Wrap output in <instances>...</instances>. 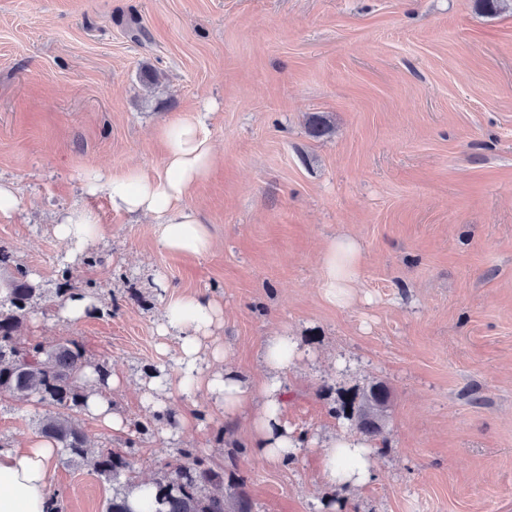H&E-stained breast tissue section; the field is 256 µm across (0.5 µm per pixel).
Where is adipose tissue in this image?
I'll list each match as a JSON object with an SVG mask.
<instances>
[{"label":"adipose tissue","instance_id":"1","mask_svg":"<svg viewBox=\"0 0 512 512\" xmlns=\"http://www.w3.org/2000/svg\"><path fill=\"white\" fill-rule=\"evenodd\" d=\"M166 155L154 173L133 168L119 176L103 177L86 171L83 182L89 195L105 194L113 210L152 216L157 223L160 249L203 256L215 241L198 213L187 203L191 188L206 179L214 165L213 147L203 119L175 120L163 129ZM69 253L83 251L98 239L100 224L95 213L79 209L68 213L53 228ZM360 243L349 236L330 239L320 252L322 294L339 308L352 304L362 273ZM221 319L214 299L186 294L169 299L162 312L158 333L179 341L178 371L153 373L144 382V397L153 405L203 391L223 408L225 416L239 413L248 404L258 410L251 425L249 448L257 456L278 462L296 455L299 442L282 419L287 396L282 373L299 357L298 345L287 331L269 336L263 346L268 375L255 384L231 368L206 366V357L221 359L223 351L205 353L203 342L212 336ZM61 454L56 443L33 436L22 446L0 448V512H47L49 480ZM322 479L332 486L360 489L373 478L372 444L362 436H333L325 444Z\"/></svg>","mask_w":512,"mask_h":512}]
</instances>
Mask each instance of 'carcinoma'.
<instances>
[{
    "mask_svg": "<svg viewBox=\"0 0 512 512\" xmlns=\"http://www.w3.org/2000/svg\"><path fill=\"white\" fill-rule=\"evenodd\" d=\"M0 281V394L34 397L55 409L39 420L41 432L62 448V460L88 463L112 482L106 512H131L126 505L127 492L136 486L131 476V449L92 450L74 418L84 411L89 397L86 370H93L103 381L109 374L107 364L88 360L75 340L54 345L20 342L19 329L42 298V289L20 269ZM386 407L384 388L373 384L360 393L338 398L334 413L374 442L383 434ZM152 486L156 489V512H251L244 484L234 485L229 498H224V474L190 450L168 464Z\"/></svg>",
    "mask_w": 512,
    "mask_h": 512,
    "instance_id": "obj_1",
    "label": "carcinoma"
}]
</instances>
